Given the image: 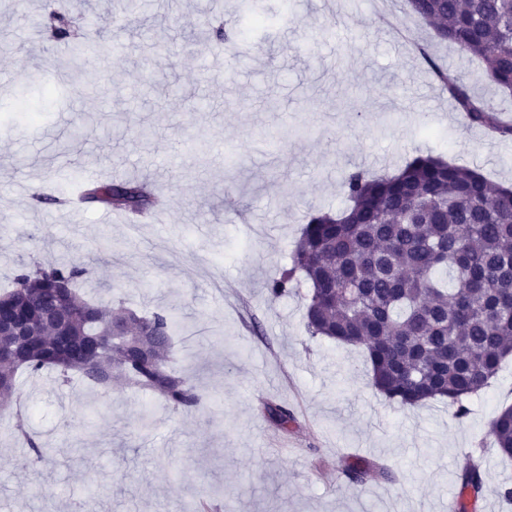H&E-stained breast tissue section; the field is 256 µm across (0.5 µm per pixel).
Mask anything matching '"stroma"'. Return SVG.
Here are the masks:
<instances>
[{"label": "stroma", "instance_id": "1", "mask_svg": "<svg viewBox=\"0 0 512 512\" xmlns=\"http://www.w3.org/2000/svg\"><path fill=\"white\" fill-rule=\"evenodd\" d=\"M49 2L0 0L12 44L0 50L11 73L2 106L31 72L52 87L69 65L64 43L32 35ZM142 2L96 36L102 51L122 47L98 68V95L75 82L31 95L34 118L0 123V286L20 264L75 261L90 296L176 312L173 365L201 401L174 411L134 389L19 374L20 410L52 454L21 467L27 447L12 410H0V512H445L471 457L485 474L483 512H512L500 495L512 461L489 433L512 405V359L465 417L439 400L401 407L374 389L359 350L307 333L303 293L273 300L264 288L289 266L309 214L345 207L351 169L394 175L431 154L512 186V137L467 124L430 62L494 106L512 111V95L407 0H258L255 30L240 0ZM209 19L244 29L220 43ZM219 50L232 70L205 67ZM78 124L84 137L71 135ZM89 167L154 181L169 202L160 223H125L100 206L70 222L35 203L84 190ZM268 402L293 409L295 424L278 429ZM352 457L391 479L350 483Z\"/></svg>", "mask_w": 512, "mask_h": 512}]
</instances>
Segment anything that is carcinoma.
Segmentation results:
<instances>
[{
    "mask_svg": "<svg viewBox=\"0 0 512 512\" xmlns=\"http://www.w3.org/2000/svg\"><path fill=\"white\" fill-rule=\"evenodd\" d=\"M408 3L438 38L477 58L492 83L512 90V0ZM31 25L67 44L83 85L96 87L85 69L86 42L72 39L65 12L50 6ZM417 51L469 124L492 137L512 136V120L502 110L431 61L425 48ZM343 187L348 206L308 219L291 267L266 281L268 295L282 297L302 278L309 286L310 336L362 349L374 388L389 402L416 407L442 400L456 417L465 416L468 399L491 386L512 354V189L433 155L413 158L392 176L351 170ZM83 202L143 214L156 207L158 196L144 181L110 179L89 185ZM85 274L76 262L24 266L14 287L0 293V305L27 319V335L0 336L18 357L0 364V405L11 402L15 376L23 371L53 372L63 384L75 376L100 387L118 380L171 410L196 407L195 385L171 366L175 317L87 300L78 290ZM58 284L67 287L56 302L67 319L66 347L37 313ZM266 412L280 429L296 422L285 404H269ZM16 427L29 449L25 466L43 463L47 449L26 431L20 414ZM490 433L500 454L512 458V406L492 418ZM342 473L355 484L391 478L389 468L362 458L346 462ZM483 492L480 464L472 462L461 474L460 495L476 502Z\"/></svg>",
    "mask_w": 512,
    "mask_h": 512,
    "instance_id": "cac0c4a2",
    "label": "carcinoma"
}]
</instances>
